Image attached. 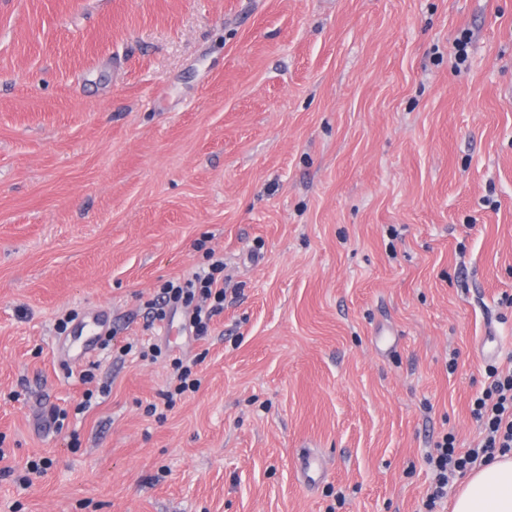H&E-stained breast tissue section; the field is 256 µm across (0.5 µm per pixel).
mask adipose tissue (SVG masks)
<instances>
[{"mask_svg": "<svg viewBox=\"0 0 512 512\" xmlns=\"http://www.w3.org/2000/svg\"><path fill=\"white\" fill-rule=\"evenodd\" d=\"M452 512H512V455H496L461 484Z\"/></svg>", "mask_w": 512, "mask_h": 512, "instance_id": "ef3b65f1", "label": "adipose tissue"}]
</instances>
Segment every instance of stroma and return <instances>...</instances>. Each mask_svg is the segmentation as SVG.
Instances as JSON below:
<instances>
[{"instance_id": "obj_1", "label": "stroma", "mask_w": 512, "mask_h": 512, "mask_svg": "<svg viewBox=\"0 0 512 512\" xmlns=\"http://www.w3.org/2000/svg\"><path fill=\"white\" fill-rule=\"evenodd\" d=\"M200 239L203 340L146 308ZM71 310L111 348L56 344ZM491 333L508 363L512 0H0V512H426ZM148 340L202 379L162 421Z\"/></svg>"}]
</instances>
